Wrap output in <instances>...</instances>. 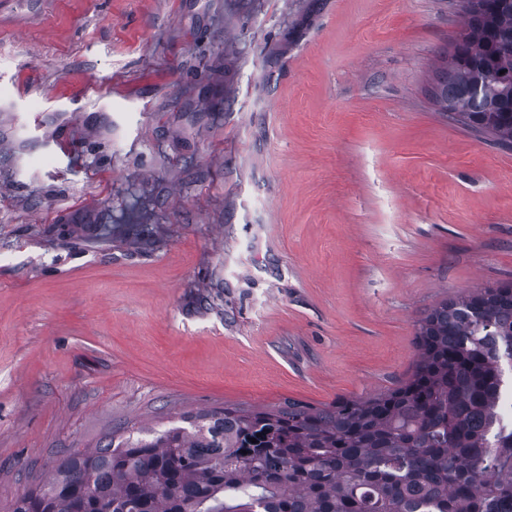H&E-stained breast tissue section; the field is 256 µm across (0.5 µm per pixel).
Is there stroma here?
<instances>
[{
	"instance_id": "1",
	"label": "stroma",
	"mask_w": 512,
	"mask_h": 512,
	"mask_svg": "<svg viewBox=\"0 0 512 512\" xmlns=\"http://www.w3.org/2000/svg\"><path fill=\"white\" fill-rule=\"evenodd\" d=\"M458 0H0V512L74 449L396 387L512 282Z\"/></svg>"
}]
</instances>
